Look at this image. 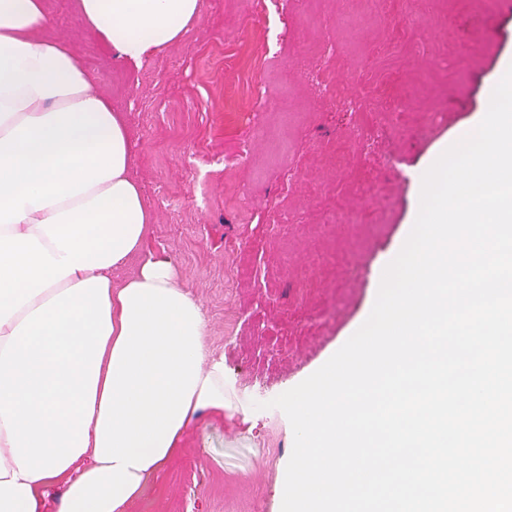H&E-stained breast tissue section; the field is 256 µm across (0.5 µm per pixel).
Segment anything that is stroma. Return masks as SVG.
I'll list each match as a JSON object with an SVG mask.
<instances>
[{"instance_id":"stroma-1","label":"stroma","mask_w":512,"mask_h":512,"mask_svg":"<svg viewBox=\"0 0 512 512\" xmlns=\"http://www.w3.org/2000/svg\"><path fill=\"white\" fill-rule=\"evenodd\" d=\"M125 118L132 174L153 215L144 249L171 258L205 314L210 348L243 387L276 397L313 374L368 318L376 272L401 250L434 149L487 111L512 59V0H201L183 40L134 67L103 52L73 0H46ZM369 144L345 102L369 88ZM236 164L218 165L221 157ZM400 157L398 172L384 158ZM292 452L283 412L246 400L203 416L180 457L129 512H226L225 494L280 512Z\"/></svg>"}]
</instances>
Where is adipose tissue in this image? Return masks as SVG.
<instances>
[{"mask_svg": "<svg viewBox=\"0 0 512 512\" xmlns=\"http://www.w3.org/2000/svg\"><path fill=\"white\" fill-rule=\"evenodd\" d=\"M133 66L201 0H74ZM123 115L45 0H0V512H128L190 423L228 408L199 303L144 253L152 216ZM138 272L112 274L134 254Z\"/></svg>", "mask_w": 512, "mask_h": 512, "instance_id": "1", "label": "adipose tissue"}]
</instances>
